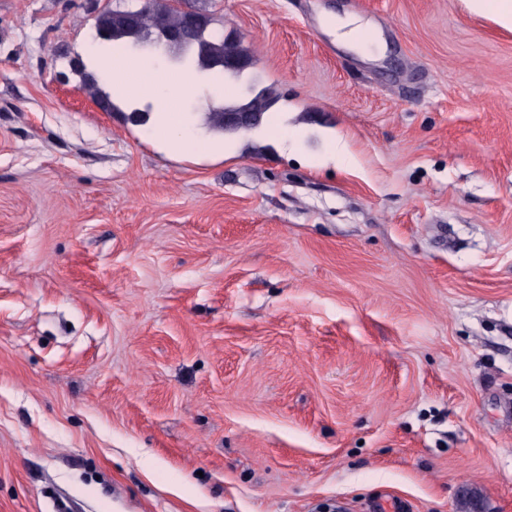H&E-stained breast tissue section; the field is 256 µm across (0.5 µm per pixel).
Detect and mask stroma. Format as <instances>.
<instances>
[{"label": "stroma", "instance_id": "obj_1", "mask_svg": "<svg viewBox=\"0 0 512 512\" xmlns=\"http://www.w3.org/2000/svg\"><path fill=\"white\" fill-rule=\"evenodd\" d=\"M95 1L0 0V512H512V30L194 0L281 98L172 155L82 89Z\"/></svg>", "mask_w": 512, "mask_h": 512}]
</instances>
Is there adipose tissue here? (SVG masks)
Here are the masks:
<instances>
[{"label": "adipose tissue", "mask_w": 512, "mask_h": 512, "mask_svg": "<svg viewBox=\"0 0 512 512\" xmlns=\"http://www.w3.org/2000/svg\"><path fill=\"white\" fill-rule=\"evenodd\" d=\"M86 55L102 67L111 86L113 102L130 105L151 101L158 119V138L164 147L177 151L192 149L193 144L185 134L186 119L177 103L197 88L198 77L193 70L171 74L133 55L124 41L110 46L90 41Z\"/></svg>", "instance_id": "ef3b65f1"}]
</instances>
